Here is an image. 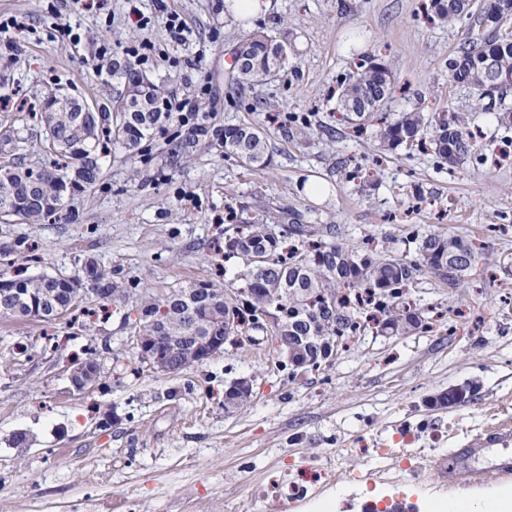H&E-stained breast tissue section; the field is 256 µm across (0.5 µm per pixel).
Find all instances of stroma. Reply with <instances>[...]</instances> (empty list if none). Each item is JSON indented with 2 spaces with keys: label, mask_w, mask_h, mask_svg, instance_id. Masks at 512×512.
<instances>
[{
  "label": "stroma",
  "mask_w": 512,
  "mask_h": 512,
  "mask_svg": "<svg viewBox=\"0 0 512 512\" xmlns=\"http://www.w3.org/2000/svg\"><path fill=\"white\" fill-rule=\"evenodd\" d=\"M427 0H271L245 22L224 0H0V21L20 32L0 39V142L25 166L48 164L38 112L47 91L107 104L112 94L87 64L97 47L125 62L147 44L144 71L172 98L191 99L190 120L173 117L135 158L100 150V181L40 224L0 223V280L74 275L94 259L116 280H133L124 304L91 296L55 323L0 319V512H280L288 483L320 472L289 512H359L366 501L401 500L432 512L479 492L499 494L512 512V482L494 467L512 443L470 462L481 483L450 481L443 459L468 447L497 419H512V163L493 160L512 145L477 90L448 80V59L464 25L428 21ZM147 18H129L130 7ZM188 33L171 42L169 13ZM287 41L286 68L255 84L232 80L243 34ZM80 44H72L73 34ZM372 55L394 78L387 117L415 109L470 114L479 160L449 167L435 155L381 153L372 134L355 136L338 117V84L356 56ZM250 123L267 135L271 165L249 169L200 139L188 162L171 164L179 138ZM308 124L300 138L295 127ZM379 169L377 180L352 171ZM320 182L321 192L308 188ZM239 218L335 226L330 241L414 254L415 236L442 231L484 248L490 259L466 287L423 277L408 299L426 313L427 332L383 336L374 321L344 342L332 361L292 376L273 339L225 345L210 361L175 374L152 369L134 348L123 315L142 291L208 282L232 295L239 264L224 239ZM96 358L97 385L75 392L72 361ZM253 383L251 402L224 410L235 379ZM475 385L471 401L439 409L436 394ZM430 463L412 477L417 452Z\"/></svg>",
  "instance_id": "stroma-1"
}]
</instances>
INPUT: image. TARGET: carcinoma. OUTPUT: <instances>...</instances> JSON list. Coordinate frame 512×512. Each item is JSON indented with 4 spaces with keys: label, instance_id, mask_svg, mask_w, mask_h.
<instances>
[{
    "label": "carcinoma",
    "instance_id": "1",
    "mask_svg": "<svg viewBox=\"0 0 512 512\" xmlns=\"http://www.w3.org/2000/svg\"><path fill=\"white\" fill-rule=\"evenodd\" d=\"M464 0H431L436 18L450 27L466 20H474L468 27V37L456 54L448 59V81L470 85L487 96L504 94L512 89V33L501 28L512 22L507 18L501 27L491 29L484 25L485 10L494 6V0L475 5L466 16H461ZM240 42L246 44L247 61L237 72L239 83H259L275 68L274 53L283 43L267 35L243 34ZM494 56L497 72L505 83L487 88L488 80L475 62L485 55ZM92 65L105 72L106 77L128 85L127 94L138 98L140 76L136 64L121 65L95 59ZM377 59L368 56L345 79L339 93V110L352 124L363 125L373 112L386 101L393 88L390 71L376 69ZM78 113L63 112L43 104L40 118L54 145L43 143L44 152L57 157V162L39 171V182L31 187L25 178L26 168L10 161L0 166V216L16 218L25 224H39L61 212L70 199V181L84 189L93 185L101 169L87 167L80 155L86 142L98 147L104 140L113 147L135 153L142 141L150 137L165 121L170 112H133L128 117L125 133H116L111 107L88 115L85 123L77 121ZM465 112H453L437 119L425 112H401L375 132L384 151L410 147L419 142L427 129L433 130L434 154L450 166L464 165L476 152L475 142L467 131ZM216 137L224 141V156L240 164L263 170L270 164L265 133L249 124L231 125ZM224 256L236 258L239 296L247 301L242 309L241 324L247 329H258L253 310L261 307L288 327V335L297 337L300 349L312 356L311 366L319 368L336 349L361 330V295L369 294L380 317L375 324L386 336H404L430 329L422 312L406 300L407 289L420 276L431 277L450 288L465 287V280L475 271L484 253L468 240L443 233H430L419 240L416 256L412 259L395 255H380L367 247L350 248L343 243L328 244L317 239L315 229L297 224L279 235L261 219L243 224L235 234L224 240ZM92 277L91 288L103 295L124 296L126 288L112 279L111 274L97 263L89 261L76 275L64 279L52 275L29 276L20 279L23 287L34 291L43 307L46 323L57 321V314L68 310L71 297L86 291L75 287L84 276ZM229 315L222 303L214 306L205 299L190 294V288H173L168 293L151 298L140 306V315L132 320L125 313V321L142 335L157 337V348L169 353L173 372L182 370L183 351L194 344V337L202 334L205 324L217 316ZM27 313L17 308L15 298L4 295L0 287V318H25Z\"/></svg>",
    "mask_w": 512,
    "mask_h": 512
}]
</instances>
